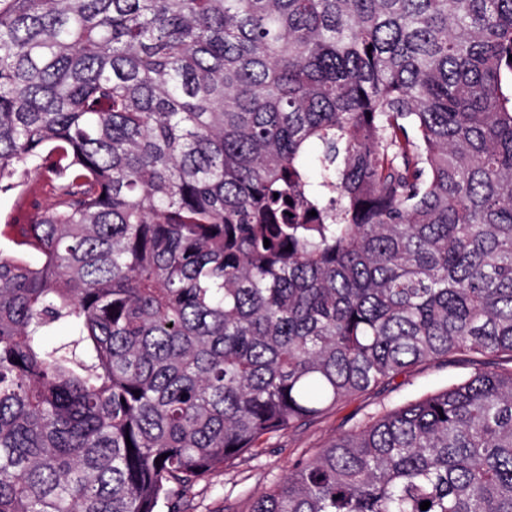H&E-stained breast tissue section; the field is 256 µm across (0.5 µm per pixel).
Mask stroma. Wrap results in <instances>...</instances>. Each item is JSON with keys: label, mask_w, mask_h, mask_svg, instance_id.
I'll use <instances>...</instances> for the list:
<instances>
[{"label": "stroma", "mask_w": 512, "mask_h": 512, "mask_svg": "<svg viewBox=\"0 0 512 512\" xmlns=\"http://www.w3.org/2000/svg\"><path fill=\"white\" fill-rule=\"evenodd\" d=\"M470 369L463 360L413 367L390 385L354 397L306 427L265 439L260 448L228 460L198 484L193 512H248L251 495L273 486L296 462L323 448L364 415L445 387Z\"/></svg>", "instance_id": "35a3bbf8"}]
</instances>
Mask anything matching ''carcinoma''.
<instances>
[{
  "mask_svg": "<svg viewBox=\"0 0 512 512\" xmlns=\"http://www.w3.org/2000/svg\"><path fill=\"white\" fill-rule=\"evenodd\" d=\"M511 54L512 0H0V193L53 190L0 248V512H188L457 357L249 512H512ZM471 367L457 359L413 367L389 386L354 397L306 427L265 439L260 448L228 460L201 481L192 497L194 509L189 512H247L251 495L273 486L296 462L323 448L364 415L445 387Z\"/></svg>",
  "mask_w": 512,
  "mask_h": 512,
  "instance_id": "cac0c4a2",
  "label": "carcinoma"
}]
</instances>
